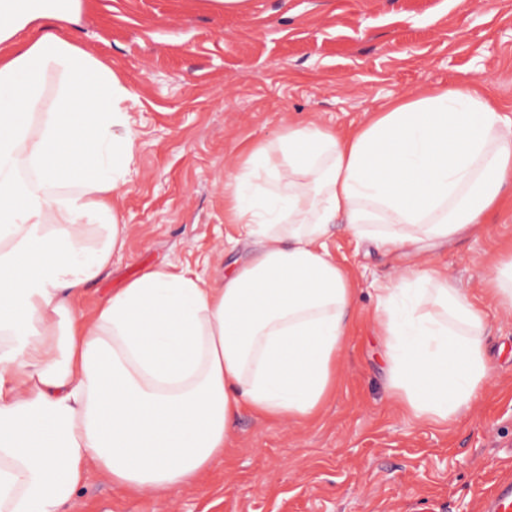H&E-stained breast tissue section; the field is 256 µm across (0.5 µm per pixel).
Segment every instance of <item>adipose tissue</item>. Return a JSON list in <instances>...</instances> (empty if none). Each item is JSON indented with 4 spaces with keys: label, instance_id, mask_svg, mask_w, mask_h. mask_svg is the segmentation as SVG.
<instances>
[{
    "label": "adipose tissue",
    "instance_id": "adipose-tissue-1",
    "mask_svg": "<svg viewBox=\"0 0 512 512\" xmlns=\"http://www.w3.org/2000/svg\"><path fill=\"white\" fill-rule=\"evenodd\" d=\"M81 2L0 0V512H60L92 467L167 496L223 457L241 410L316 416L356 294L338 227L418 254L378 290L390 386L424 421L464 414L490 377L484 309L421 251L501 205L512 120L469 82L349 134L289 125L224 178L241 265L217 282L149 268L87 320L74 301L125 245L111 196L137 133L127 87L59 30Z\"/></svg>",
    "mask_w": 512,
    "mask_h": 512
}]
</instances>
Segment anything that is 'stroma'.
<instances>
[{
  "instance_id": "35a3bbf8",
  "label": "stroma",
  "mask_w": 512,
  "mask_h": 512,
  "mask_svg": "<svg viewBox=\"0 0 512 512\" xmlns=\"http://www.w3.org/2000/svg\"><path fill=\"white\" fill-rule=\"evenodd\" d=\"M70 40L131 91L138 133L127 184L112 202L124 249L76 304L92 316L112 293L165 263L214 279L247 257L224 194L251 148L311 120L350 130L390 100L476 82L512 118V0H83ZM512 239V199L429 256L481 300L490 378L456 421L406 412L388 386L375 287L411 257L334 232L329 249L358 280L336 391L320 414L272 422L241 411L224 456L196 486L138 495L90 469L63 512H476L512 469V311L484 280Z\"/></svg>"
}]
</instances>
